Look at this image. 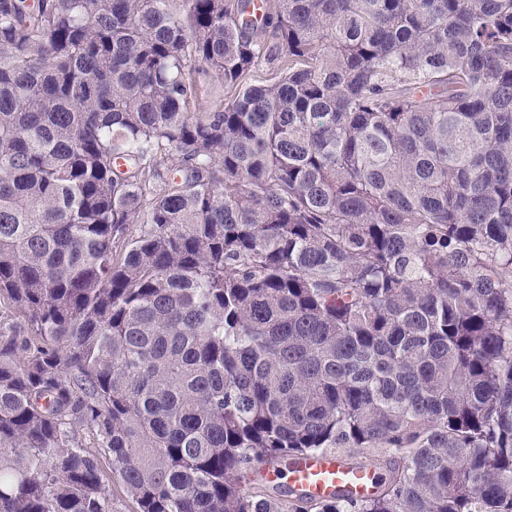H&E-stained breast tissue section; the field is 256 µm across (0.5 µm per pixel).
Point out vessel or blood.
I'll use <instances>...</instances> for the list:
<instances>
[{"label": "vessel or blood", "mask_w": 512, "mask_h": 512, "mask_svg": "<svg viewBox=\"0 0 512 512\" xmlns=\"http://www.w3.org/2000/svg\"><path fill=\"white\" fill-rule=\"evenodd\" d=\"M289 480L302 495L313 500L330 498L342 492L352 497L369 495L377 482L371 465L349 470L334 455L313 454L299 459L289 471Z\"/></svg>", "instance_id": "obj_1"}]
</instances>
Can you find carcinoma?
I'll return each mask as SVG.
<instances>
[{
	"label": "carcinoma",
	"mask_w": 512,
	"mask_h": 512,
	"mask_svg": "<svg viewBox=\"0 0 512 512\" xmlns=\"http://www.w3.org/2000/svg\"><path fill=\"white\" fill-rule=\"evenodd\" d=\"M364 452L369 497L246 489ZM111 480L512 512V0H0V512Z\"/></svg>",
	"instance_id": "cac0c4a2"
}]
</instances>
